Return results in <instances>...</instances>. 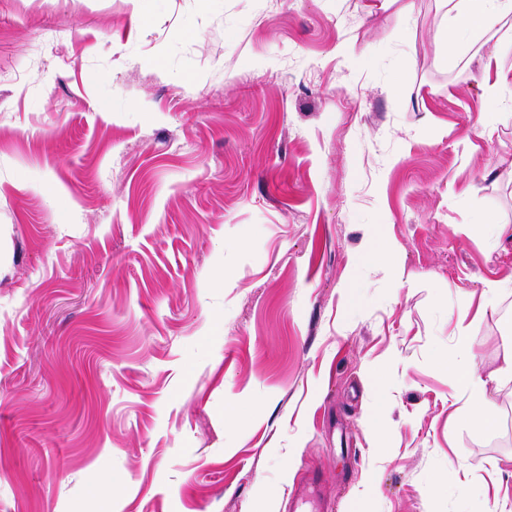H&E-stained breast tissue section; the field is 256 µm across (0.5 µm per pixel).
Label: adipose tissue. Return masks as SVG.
Listing matches in <instances>:
<instances>
[{
	"label": "adipose tissue",
	"instance_id": "ef3b65f1",
	"mask_svg": "<svg viewBox=\"0 0 512 512\" xmlns=\"http://www.w3.org/2000/svg\"><path fill=\"white\" fill-rule=\"evenodd\" d=\"M512 15V0H453L447 25L437 29L435 37L446 54L458 57Z\"/></svg>",
	"mask_w": 512,
	"mask_h": 512
}]
</instances>
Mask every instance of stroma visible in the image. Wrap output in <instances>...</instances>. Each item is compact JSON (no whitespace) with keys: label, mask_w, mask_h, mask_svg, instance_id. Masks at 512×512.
<instances>
[{"label":"stroma","mask_w":512,"mask_h":512,"mask_svg":"<svg viewBox=\"0 0 512 512\" xmlns=\"http://www.w3.org/2000/svg\"><path fill=\"white\" fill-rule=\"evenodd\" d=\"M447 20L0 0V512H512V19ZM452 3L448 9V24L435 32V38L448 54L458 57L494 30L505 17L512 15V0H445ZM492 60L493 58L489 57L484 65V85L488 93L489 101L496 103L500 100L504 91L512 87V76L496 65L493 71Z\"/></svg>","instance_id":"35a3bbf8"}]
</instances>
